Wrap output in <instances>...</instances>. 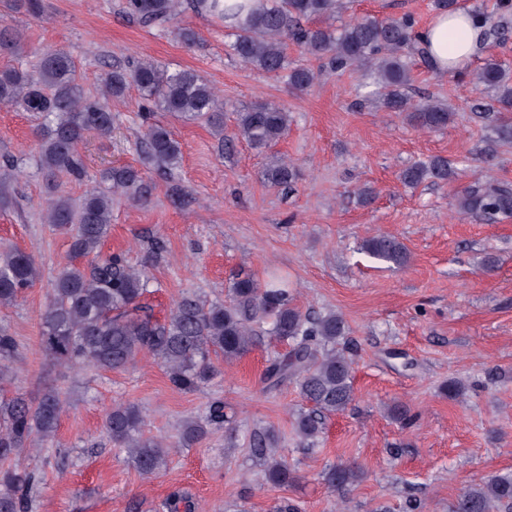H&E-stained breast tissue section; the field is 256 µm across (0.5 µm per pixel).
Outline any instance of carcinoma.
Returning a JSON list of instances; mask_svg holds the SVG:
<instances>
[{
  "instance_id": "1",
  "label": "carcinoma",
  "mask_w": 512,
  "mask_h": 512,
  "mask_svg": "<svg viewBox=\"0 0 512 512\" xmlns=\"http://www.w3.org/2000/svg\"><path fill=\"white\" fill-rule=\"evenodd\" d=\"M199 14L220 20L237 17L242 4L224 5V0H189ZM181 0H122L125 14L145 27H165L175 20ZM38 0H0V54L12 63L0 67V104L35 112L43 118L36 131L37 163L47 187L54 192L43 220L70 238L75 258H91L90 266L66 263L53 283L40 322V348L59 364H81L104 370H126L142 357L154 359L170 384L178 390L196 392L205 388L218 368L211 355L224 361L248 353L262 336L286 340L289 350L270 357L265 372L267 389L277 390L293 382L307 407L297 413L294 430L303 449L320 442L327 415L345 411L353 401L352 360L341 341L347 335L343 317L334 311L303 313L291 298L293 283L278 268L264 277L241 270L228 286L227 299L208 301L197 295L181 297L162 319L154 316L146 302L148 276L131 266L124 253L101 256V247L112 226V194H122L140 205L149 202L155 186L132 165L117 166L100 173L107 189L92 188L74 202L59 194L58 177L81 180L87 176L79 144L88 135L112 134L113 118L108 101L126 96L135 87L137 109L153 105L181 121H203L216 134L224 131V102L193 70H171L148 58L132 67H112L100 93L86 92L80 83L70 53L56 49L39 55L28 65V46L23 32L10 24L4 13L37 14ZM347 10V0H263L261 8L233 24L231 53L242 62L267 74H278L288 66V44L308 58L329 67L366 71L385 90L386 107L399 112L418 129H445L453 121L448 106L427 98L417 103L405 95L411 81L407 50L420 45L414 21L409 16L352 17L336 26L333 21ZM501 14L484 17L481 46L503 43L512 32L508 13L512 0H498ZM320 72L296 66L288 72V84L307 90ZM475 89L491 90L504 108H512V71L490 54L472 72ZM290 122L286 108L263 102L236 113L235 132L224 140H243L266 148L283 138ZM182 160L181 144L161 123L145 125L141 137V162L175 178ZM459 176L448 158L434 156L414 162L400 172L401 181L418 186L426 181L446 183ZM264 179L272 187L292 190L299 179L296 166L273 156ZM457 206L467 215L488 222L512 216V184L498 180L469 185L457 192ZM361 251L370 258L402 267L409 263L407 248L396 237L379 236L364 241ZM39 278L33 258L15 248L0 251V306L15 304ZM15 352L12 336L0 331V380L6 377ZM65 402L58 391L45 392L37 405L21 397L0 399V512H30L37 483L35 472L16 464L23 454L35 452L37 441L52 438ZM238 414L223 400L215 399L205 415L188 418L179 425L175 442L143 434L145 416L135 404L112 407L105 429L112 442L126 450L140 475L149 478L165 469L172 452L190 448L207 436L210 427L224 424L226 437L233 438ZM275 431L253 432L246 447L264 467L266 479L286 485L295 479L280 454ZM358 477L355 467L339 465L329 470L327 482L343 487ZM168 512H197L195 502L178 492L166 501ZM452 512H512V473H498L463 491L452 504Z\"/></svg>"
}]
</instances>
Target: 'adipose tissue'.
I'll return each mask as SVG.
<instances>
[{"label": "adipose tissue", "instance_id": "1", "mask_svg": "<svg viewBox=\"0 0 512 512\" xmlns=\"http://www.w3.org/2000/svg\"><path fill=\"white\" fill-rule=\"evenodd\" d=\"M483 24V17L470 10L437 14L422 33L435 68L441 72L463 69L478 49Z\"/></svg>", "mask_w": 512, "mask_h": 512}]
</instances>
